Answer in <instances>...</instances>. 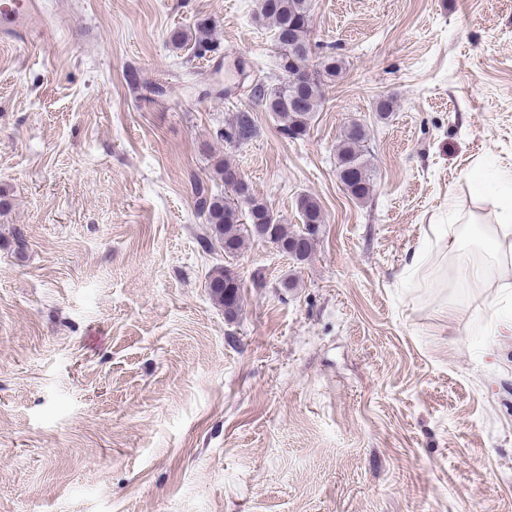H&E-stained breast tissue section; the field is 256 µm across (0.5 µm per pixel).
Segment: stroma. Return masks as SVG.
I'll return each instance as SVG.
<instances>
[{
  "label": "stroma",
  "mask_w": 512,
  "mask_h": 512,
  "mask_svg": "<svg viewBox=\"0 0 512 512\" xmlns=\"http://www.w3.org/2000/svg\"><path fill=\"white\" fill-rule=\"evenodd\" d=\"M41 7L0 42V512H512V288L441 273L449 201L496 221L467 173L512 171V0H314L309 64L345 66L297 139L252 95L283 79L256 0ZM221 160L289 230L319 201L308 260L203 247ZM364 125L347 126L337 147L338 173L346 190L357 200L365 199L373 188V179L363 149L367 140ZM207 287L213 300L224 307V313L233 316L236 308L234 306L235 295L240 289V284L233 272L227 267L216 268L209 277Z\"/></svg>",
  "instance_id": "35a3bbf8"
}]
</instances>
